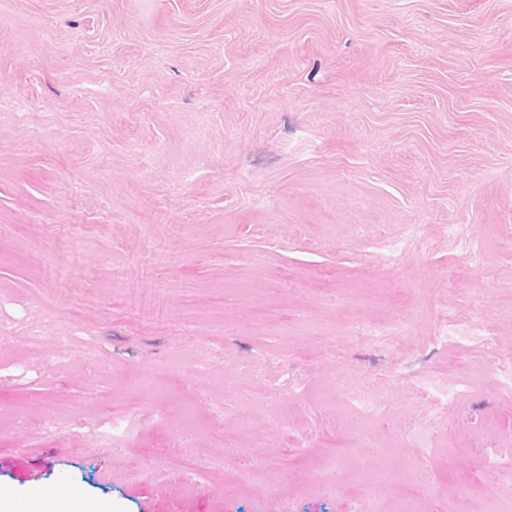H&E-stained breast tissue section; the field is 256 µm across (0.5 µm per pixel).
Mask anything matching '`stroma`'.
Masks as SVG:
<instances>
[{"instance_id": "1", "label": "stroma", "mask_w": 512, "mask_h": 512, "mask_svg": "<svg viewBox=\"0 0 512 512\" xmlns=\"http://www.w3.org/2000/svg\"><path fill=\"white\" fill-rule=\"evenodd\" d=\"M507 231L512 0H0V486L512 512ZM422 392L431 398L428 406L429 412L434 423H441L447 419L448 403L452 401L454 395L448 392V374L447 372L434 371L428 375L422 386Z\"/></svg>"}]
</instances>
